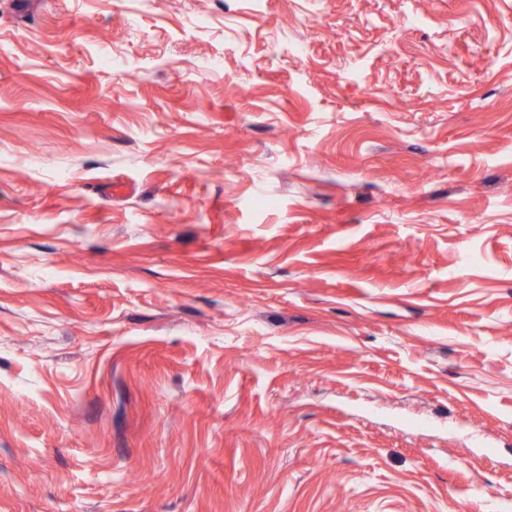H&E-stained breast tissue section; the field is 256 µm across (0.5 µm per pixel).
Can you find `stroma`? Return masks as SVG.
Wrapping results in <instances>:
<instances>
[{
	"label": "stroma",
	"instance_id": "obj_1",
	"mask_svg": "<svg viewBox=\"0 0 512 512\" xmlns=\"http://www.w3.org/2000/svg\"><path fill=\"white\" fill-rule=\"evenodd\" d=\"M0 512H512V0H0Z\"/></svg>",
	"mask_w": 512,
	"mask_h": 512
}]
</instances>
